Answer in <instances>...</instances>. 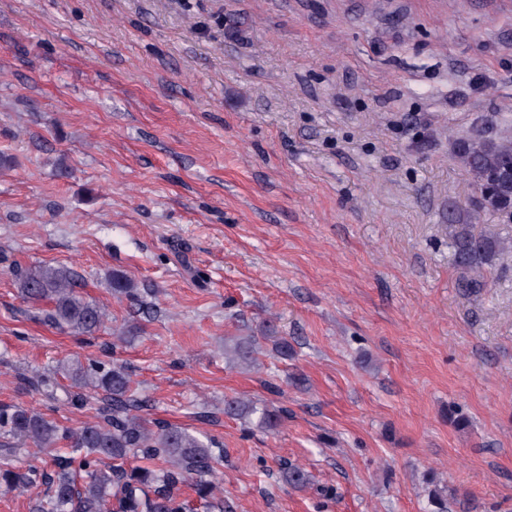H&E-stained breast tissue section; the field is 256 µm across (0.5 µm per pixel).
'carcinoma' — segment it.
<instances>
[{
	"instance_id": "carcinoma-1",
	"label": "carcinoma",
	"mask_w": 512,
	"mask_h": 512,
	"mask_svg": "<svg viewBox=\"0 0 512 512\" xmlns=\"http://www.w3.org/2000/svg\"><path fill=\"white\" fill-rule=\"evenodd\" d=\"M452 152L471 177L478 195L467 209L448 211V235L455 262L461 270L459 286L467 290L486 287V267L512 255V240L504 239L479 223L483 213L512 221V139L489 130L456 138ZM15 280L23 299L46 303L49 325L79 336H92L104 325L105 313L94 301L80 295L78 276L61 264L20 267ZM113 291L134 305L142 304L137 285L120 272L112 273ZM253 340L240 338L230 347L243 362L252 358ZM74 391L66 392L71 405H84L102 393L105 405L97 420L72 430L20 404L0 405V488L6 492L45 487L36 512H186L181 497L184 486L194 489L209 512H234L230 502L217 496L218 466L224 448L212 436L153 419L143 413L148 401L132 387L128 367L91 360L69 368ZM224 413L249 419L272 431L286 418L284 408H269L243 399L224 401ZM62 447L48 472L19 461L21 448ZM130 459L141 464L127 466ZM279 481L294 489L310 485L303 468L279 463ZM430 512H448V497L428 491Z\"/></svg>"
}]
</instances>
